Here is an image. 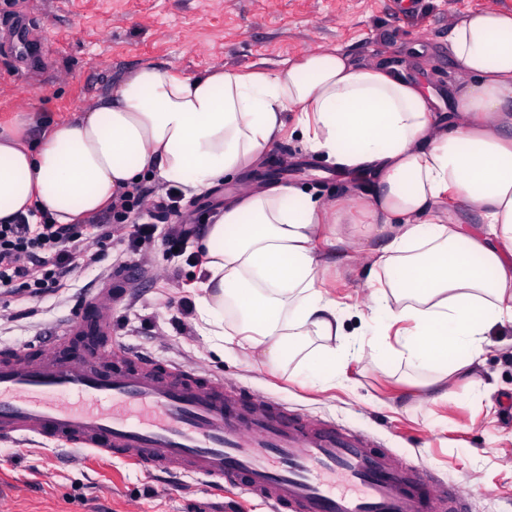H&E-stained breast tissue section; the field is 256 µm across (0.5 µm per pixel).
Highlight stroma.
<instances>
[{
    "instance_id": "1",
    "label": "stroma",
    "mask_w": 512,
    "mask_h": 512,
    "mask_svg": "<svg viewBox=\"0 0 512 512\" xmlns=\"http://www.w3.org/2000/svg\"><path fill=\"white\" fill-rule=\"evenodd\" d=\"M494 6L512 11V0H0V122L21 103L43 109L45 128L72 119L106 97L132 71L151 65L195 75L213 68H277L318 46H341L358 61L383 58L399 64L418 56L410 80L448 97L455 75L448 36L458 15ZM284 160L281 183L325 202L346 192L334 167L282 133L267 162ZM266 170L238 173L208 191L182 196L178 215L159 216L166 192L157 180L141 182L137 221L154 235L129 248L132 224H107L102 216L81 222L77 248L103 251L93 266L75 260L64 286L36 295L0 288V350L55 335L78 302L124 272L125 294L104 307L112 344L172 359L223 376L229 388L288 403L310 418H332L367 432L404 461L460 485L470 512H512V353L490 349L482 376L497 383L491 400H477L464 383L448 400L425 399L405 383L407 368L383 354L370 368L349 363L348 386L321 393L285 374L217 357L201 336L196 312L183 297L197 272L171 253L167 238L179 221L221 213L225 197L244 184L267 181ZM329 265L333 295H353L346 331H364L365 263L345 259L343 247L318 243ZM0 512H270L229 486L177 473L147 471L120 459L102 460L64 447L0 443Z\"/></svg>"
}]
</instances>
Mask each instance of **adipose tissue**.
<instances>
[{"mask_svg": "<svg viewBox=\"0 0 512 512\" xmlns=\"http://www.w3.org/2000/svg\"><path fill=\"white\" fill-rule=\"evenodd\" d=\"M448 54L456 85L443 116L403 69L356 63L338 46L275 69L183 76L144 66L38 141L26 132L40 108L27 104L0 124V223H38L39 205L76 224L148 176L199 193L258 167L292 129L369 190L326 204L270 183L225 199L198 242L194 302L213 351L273 373L294 368L326 391L349 362L391 349L432 399L459 381L492 394L479 368L493 336L512 327V11L456 17ZM451 198L483 233L464 231ZM376 224L392 235L366 278L370 339L351 341L350 306L329 291L316 243L347 245Z\"/></svg>", "mask_w": 512, "mask_h": 512, "instance_id": "1", "label": "adipose tissue"}]
</instances>
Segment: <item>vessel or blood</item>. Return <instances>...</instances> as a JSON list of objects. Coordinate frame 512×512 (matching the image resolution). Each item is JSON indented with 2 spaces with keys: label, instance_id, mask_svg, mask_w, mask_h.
I'll return each mask as SVG.
<instances>
[{
  "label": "vessel or blood",
  "instance_id": "1",
  "mask_svg": "<svg viewBox=\"0 0 512 512\" xmlns=\"http://www.w3.org/2000/svg\"><path fill=\"white\" fill-rule=\"evenodd\" d=\"M97 296L66 326L0 353V441L66 445L142 469L227 481L272 512H462L461 493L362 432L222 377L133 352L114 359Z\"/></svg>",
  "mask_w": 512,
  "mask_h": 512
}]
</instances>
